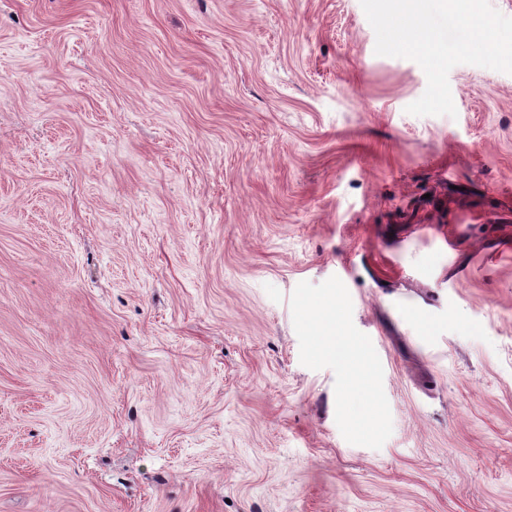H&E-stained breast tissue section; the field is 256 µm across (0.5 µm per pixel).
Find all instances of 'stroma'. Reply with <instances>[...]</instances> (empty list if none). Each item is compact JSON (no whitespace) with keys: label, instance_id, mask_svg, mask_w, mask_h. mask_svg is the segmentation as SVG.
Returning <instances> with one entry per match:
<instances>
[{"label":"stroma","instance_id":"1","mask_svg":"<svg viewBox=\"0 0 512 512\" xmlns=\"http://www.w3.org/2000/svg\"><path fill=\"white\" fill-rule=\"evenodd\" d=\"M375 44L0 0V512H512V74Z\"/></svg>","mask_w":512,"mask_h":512}]
</instances>
